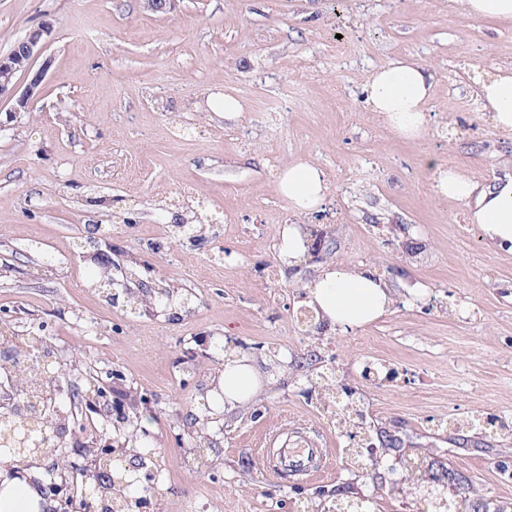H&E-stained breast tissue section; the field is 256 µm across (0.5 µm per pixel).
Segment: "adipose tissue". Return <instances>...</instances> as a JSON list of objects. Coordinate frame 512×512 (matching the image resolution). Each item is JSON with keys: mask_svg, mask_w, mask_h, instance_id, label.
I'll list each match as a JSON object with an SVG mask.
<instances>
[{"mask_svg": "<svg viewBox=\"0 0 512 512\" xmlns=\"http://www.w3.org/2000/svg\"><path fill=\"white\" fill-rule=\"evenodd\" d=\"M434 85V75L427 66L405 57L369 72L364 85L365 100L393 132L415 141L430 131L427 104ZM479 95L495 127L511 132L512 70L500 68L482 80ZM427 164L437 173V197L463 203L468 223L478 226L487 244L512 245V176L484 185L455 168L439 164L435 158H428ZM277 187L302 212L320 206L328 192L323 172L307 162H294L284 168ZM307 303L332 327L350 331L386 315L393 299L389 284L375 274L353 267L330 266L308 286ZM218 386L224 395L225 409H235L250 400L259 389L250 358L240 355L226 359Z\"/></svg>", "mask_w": 512, "mask_h": 512, "instance_id": "obj_1", "label": "adipose tissue"}]
</instances>
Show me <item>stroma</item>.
Masks as SVG:
<instances>
[{"instance_id":"35a3bbf8","label":"stroma","mask_w":512,"mask_h":512,"mask_svg":"<svg viewBox=\"0 0 512 512\" xmlns=\"http://www.w3.org/2000/svg\"><path fill=\"white\" fill-rule=\"evenodd\" d=\"M48 24L52 61L26 110L0 99V327L45 337L73 383L114 373L99 416L111 428L128 392L147 398L142 427L163 456L154 512H322L328 491L372 496L398 479L348 460L336 406L312 387L332 371L375 426L398 430L408 457L433 450L491 504L512 501V251L485 245L462 203L436 198L433 157L484 184L512 176V132L496 128L478 81L512 68V22L469 16L461 0H0V54ZM436 81L428 135L407 141L365 102L368 72L404 56ZM229 93L245 110L205 109ZM307 161L325 174L322 206L301 213L276 188ZM194 207L204 238L172 232ZM286 224L342 226L334 265L368 266L392 286L390 313L362 328L315 329L303 293L322 266L289 265ZM420 245L411 253L410 245ZM227 245L246 255L207 271ZM178 301L132 314L118 279ZM426 284L422 297L407 294ZM260 377L196 451L192 417L226 348ZM398 370L377 385L367 361ZM501 424L477 435L467 420ZM307 440L323 467L293 481L269 467Z\"/></svg>"}]
</instances>
